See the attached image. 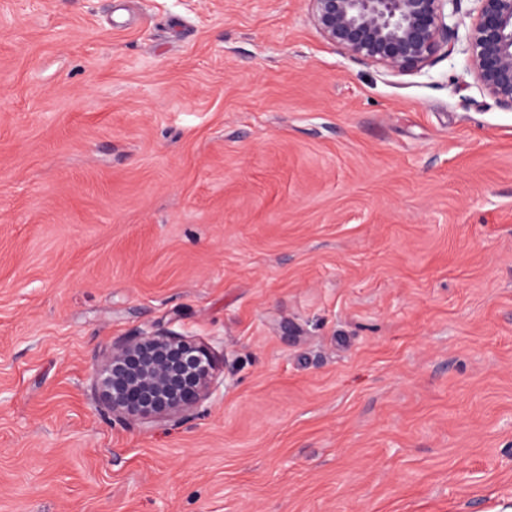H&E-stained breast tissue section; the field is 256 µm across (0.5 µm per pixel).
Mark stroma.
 I'll list each match as a JSON object with an SVG mask.
<instances>
[{"label": "stroma", "mask_w": 512, "mask_h": 512, "mask_svg": "<svg viewBox=\"0 0 512 512\" xmlns=\"http://www.w3.org/2000/svg\"><path fill=\"white\" fill-rule=\"evenodd\" d=\"M306 0H0V512H512V110ZM165 330L212 392L112 417ZM95 373L113 417L160 424L188 413L210 392L213 362L195 341L151 331L113 343Z\"/></svg>", "instance_id": "1"}]
</instances>
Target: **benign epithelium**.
<instances>
[{"mask_svg":"<svg viewBox=\"0 0 512 512\" xmlns=\"http://www.w3.org/2000/svg\"><path fill=\"white\" fill-rule=\"evenodd\" d=\"M319 35L346 57L405 74L450 54L459 0H307ZM463 37L467 69L496 103L512 109V0H475ZM112 416L160 424L188 413L213 383L208 350L163 331L112 344L95 368Z\"/></svg>","mask_w":512,"mask_h":512,"instance_id":"obj_1","label":"benign epithelium"}]
</instances>
